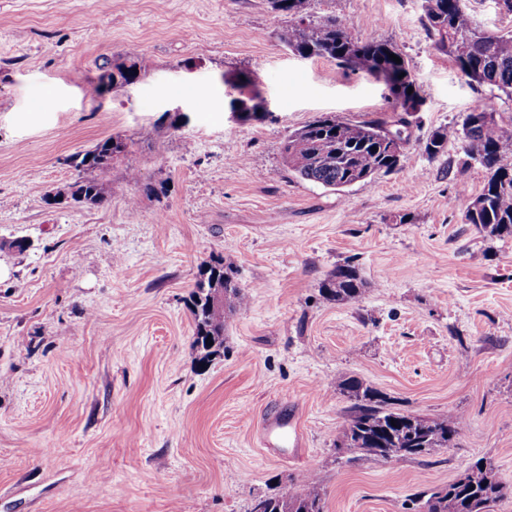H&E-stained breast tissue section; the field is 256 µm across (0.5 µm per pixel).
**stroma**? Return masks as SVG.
<instances>
[{
	"label": "stroma",
	"mask_w": 512,
	"mask_h": 512,
	"mask_svg": "<svg viewBox=\"0 0 512 512\" xmlns=\"http://www.w3.org/2000/svg\"><path fill=\"white\" fill-rule=\"evenodd\" d=\"M312 12L396 45L423 98L402 168L341 191L291 171L283 137L400 112L367 71L288 51L267 0H0V512H249L309 471L325 512H417L480 459L512 483V237L466 223L458 196L486 180L467 114L512 116V97L461 76L420 0ZM120 58L144 61L135 83L103 81ZM251 96L263 110L232 121ZM108 137L126 149L107 201L48 205ZM221 255L249 302L203 363L192 291ZM345 263L368 283L355 304L320 292ZM347 377L404 413L457 412L459 437L400 461L337 452ZM275 405L299 412L304 459L260 445Z\"/></svg>",
	"instance_id": "obj_1"
}]
</instances>
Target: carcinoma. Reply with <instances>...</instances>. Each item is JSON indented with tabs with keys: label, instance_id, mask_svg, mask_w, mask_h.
Listing matches in <instances>:
<instances>
[{
	"label": "carcinoma",
	"instance_id": "cac0c4a2",
	"mask_svg": "<svg viewBox=\"0 0 512 512\" xmlns=\"http://www.w3.org/2000/svg\"><path fill=\"white\" fill-rule=\"evenodd\" d=\"M270 7L289 18L282 34L287 48L302 57L336 60L353 65L360 56L367 71L381 76L388 84H400L395 105L406 109L419 99L406 61L389 58L402 53L392 44L352 36L349 23L341 15L319 19L311 14V0H269ZM424 23L435 37L436 48L448 54L469 82L496 88L512 96V32L486 33L475 26L463 0H422ZM143 62L116 66L117 74L128 83L138 78ZM405 74L400 81L398 75ZM467 155L486 171L481 192L466 206L467 223L495 237H512V119H498L485 105L478 104L467 115L462 128ZM448 130L438 129L426 140L424 151L431 157L444 152ZM407 139L401 130L391 131L384 120H340L321 115L284 137L281 155L289 169L302 178L326 188L341 191L379 173H390L403 166ZM125 144L118 138L106 139L71 163L89 176L70 185L69 198L86 206L107 201L112 160ZM235 262L224 256L212 260L199 272L192 294L191 312L195 322V344L200 362L208 361L214 349L223 344L224 308L245 306L248 292L234 278ZM366 283L358 269L339 266L321 284V292L338 303H354L361 298ZM336 390L351 401L336 442L345 450L376 459L399 461L421 456L436 448H446L459 435L460 416L444 412L420 417L390 408L380 391L356 378L336 381ZM512 496V484L499 479L493 465L482 459L471 464L448 487L419 500L418 512H485L487 505ZM249 512H324L321 488L315 474L293 477L272 494L256 499Z\"/></svg>",
	"mask_w": 512,
	"mask_h": 512
}]
</instances>
